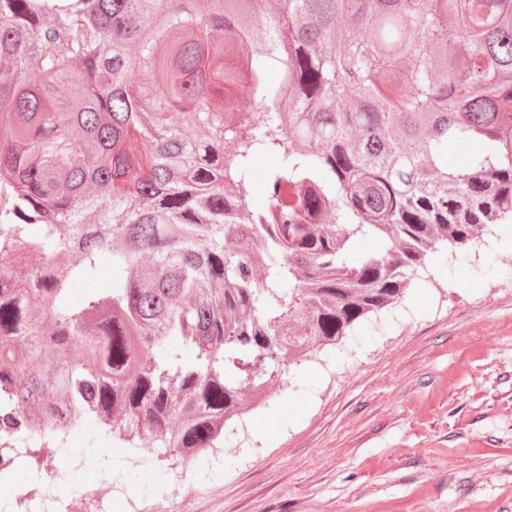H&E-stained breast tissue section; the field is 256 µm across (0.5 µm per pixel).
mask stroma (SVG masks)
<instances>
[{
	"label": "stroma",
	"mask_w": 512,
	"mask_h": 512,
	"mask_svg": "<svg viewBox=\"0 0 512 512\" xmlns=\"http://www.w3.org/2000/svg\"><path fill=\"white\" fill-rule=\"evenodd\" d=\"M463 252L441 247L401 301L291 366L216 454L185 470L76 439L73 483L113 485L110 512H512V224Z\"/></svg>",
	"instance_id": "1"
}]
</instances>
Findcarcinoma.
Wrapping results in <instances>:
<instances>
[{
	"instance_id": "carcinoma-1",
	"label": "carcinoma",
	"mask_w": 512,
	"mask_h": 512,
	"mask_svg": "<svg viewBox=\"0 0 512 512\" xmlns=\"http://www.w3.org/2000/svg\"><path fill=\"white\" fill-rule=\"evenodd\" d=\"M206 3L0 0V448L62 486L76 437L222 447L285 358L512 222V0Z\"/></svg>"
}]
</instances>
